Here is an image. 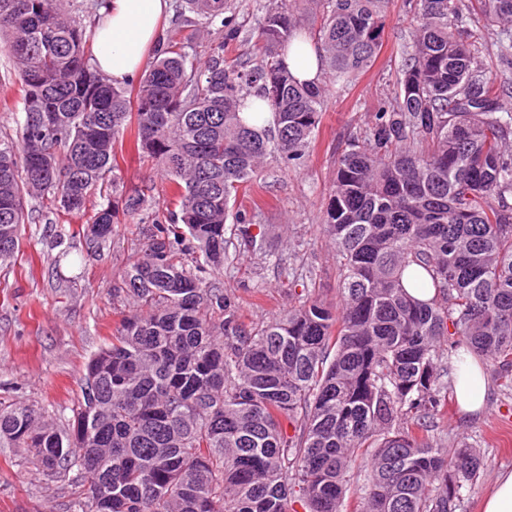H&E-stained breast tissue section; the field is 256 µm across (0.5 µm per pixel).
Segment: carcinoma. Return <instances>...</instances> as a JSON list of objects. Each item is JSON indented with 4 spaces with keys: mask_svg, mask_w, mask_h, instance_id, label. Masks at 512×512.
Here are the masks:
<instances>
[{
    "mask_svg": "<svg viewBox=\"0 0 512 512\" xmlns=\"http://www.w3.org/2000/svg\"><path fill=\"white\" fill-rule=\"evenodd\" d=\"M62 2L0 0L23 114L16 137H0V260L15 254L28 201L44 197L71 213L99 195L94 252L123 217H139L146 242L112 289L136 310L85 364L73 420L59 430L30 405L0 408V447L76 470L86 492L70 512H348L350 494L357 512H458L483 457L442 443L448 390L466 356L512 385V82L466 30L471 15L500 28L509 63L512 0H409L394 101L336 158L320 224L336 301L309 282L258 323L212 281L233 264L229 246L266 252L253 216L234 209L239 190L268 158L303 162L329 86L374 64L391 0H317L319 84L283 63L305 24L282 2L259 20L256 62L226 64L221 41L200 63L170 40L131 88L90 66ZM185 3L237 37L224 0ZM251 95L273 120L247 121ZM127 138L164 168L169 207L107 191Z\"/></svg>",
    "mask_w": 512,
    "mask_h": 512,
    "instance_id": "cac0c4a2",
    "label": "carcinoma"
}]
</instances>
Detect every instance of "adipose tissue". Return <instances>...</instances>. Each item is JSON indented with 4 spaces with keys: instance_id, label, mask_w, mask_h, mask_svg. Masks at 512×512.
<instances>
[{
    "instance_id": "obj_1",
    "label": "adipose tissue",
    "mask_w": 512,
    "mask_h": 512,
    "mask_svg": "<svg viewBox=\"0 0 512 512\" xmlns=\"http://www.w3.org/2000/svg\"><path fill=\"white\" fill-rule=\"evenodd\" d=\"M168 11L169 0H105L102 20L95 31V69L114 85L135 78L158 41L159 22ZM284 63L299 82L316 83L321 79L322 59L313 43L294 42ZM487 384L481 366L462 364L455 385L461 413L476 415L482 411Z\"/></svg>"
}]
</instances>
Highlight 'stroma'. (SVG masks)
Returning <instances> with one entry per match:
<instances>
[{
    "label": "stroma",
    "instance_id": "1",
    "mask_svg": "<svg viewBox=\"0 0 512 512\" xmlns=\"http://www.w3.org/2000/svg\"><path fill=\"white\" fill-rule=\"evenodd\" d=\"M268 0H229L242 35L230 40L215 28L197 33V17L172 0L160 40L184 43L197 60H206L215 42L224 55L247 57L242 41L264 13ZM412 20L406 0H393L384 21L382 48L375 63L355 86L329 91L319 131L301 165L285 167L268 159L246 192L241 209L255 216L252 231L278 253L284 269L263 255L240 254L220 281L240 299L246 320L257 321L288 308L291 275L311 274L327 299L336 297V254L318 225L330 199L336 156L349 135L367 129L380 103L394 95L397 71L411 46ZM120 187L129 190L151 182L153 206H163L167 180L157 166L139 159L132 144L116 155ZM68 213L32 202L34 223L23 225L19 248L0 262V404L36 405L72 418L80 395L83 368L106 342L128 306H117L112 289L143 237L135 220L117 225L111 242L87 253L83 231L97 209ZM439 426L447 447L467 439L479 448L485 465L460 512H479L483 494L498 473L512 470V390L490 380L480 415L462 416L456 402L443 409ZM80 491L70 478L53 479L38 471L31 456L17 448H0V512H68Z\"/></svg>",
    "mask_w": 512,
    "mask_h": 512
}]
</instances>
